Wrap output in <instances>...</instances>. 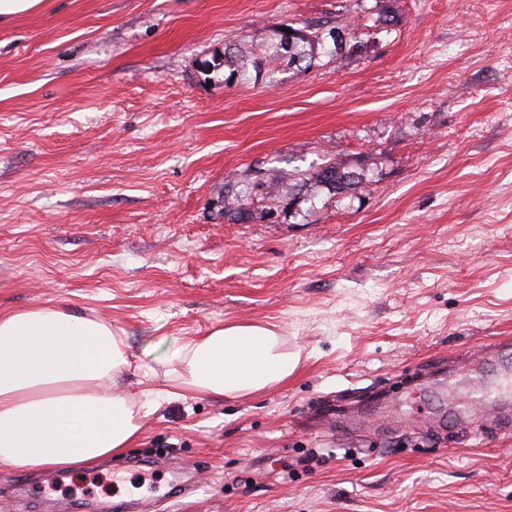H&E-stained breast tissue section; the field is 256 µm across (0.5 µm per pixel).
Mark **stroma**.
<instances>
[{
    "instance_id": "obj_1",
    "label": "stroma",
    "mask_w": 512,
    "mask_h": 512,
    "mask_svg": "<svg viewBox=\"0 0 512 512\" xmlns=\"http://www.w3.org/2000/svg\"><path fill=\"white\" fill-rule=\"evenodd\" d=\"M354 24L274 82L202 63L283 24ZM221 216L227 180L287 185ZM123 336L119 391L185 339L259 324L299 363L238 398L158 401L88 471L0 465V512H512V434L449 423L512 339V0H47L0 22V313ZM311 180H314V185L325 188L328 192L341 194L355 189L361 184L362 177L355 171L346 170L336 162L328 161L318 167ZM512 355L511 344L505 341H493L485 346L482 352L481 359L476 362L472 367V372L481 379L480 371L497 363L504 357Z\"/></svg>"
}]
</instances>
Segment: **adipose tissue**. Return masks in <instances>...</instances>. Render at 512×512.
<instances>
[{
    "mask_svg": "<svg viewBox=\"0 0 512 512\" xmlns=\"http://www.w3.org/2000/svg\"><path fill=\"white\" fill-rule=\"evenodd\" d=\"M168 398L241 397L271 388L298 359L261 325L219 326L162 361ZM129 365L111 325L62 306L0 315V465L90 469L141 429L130 398L107 390Z\"/></svg>",
    "mask_w": 512,
    "mask_h": 512,
    "instance_id": "adipose-tissue-1",
    "label": "adipose tissue"
}]
</instances>
